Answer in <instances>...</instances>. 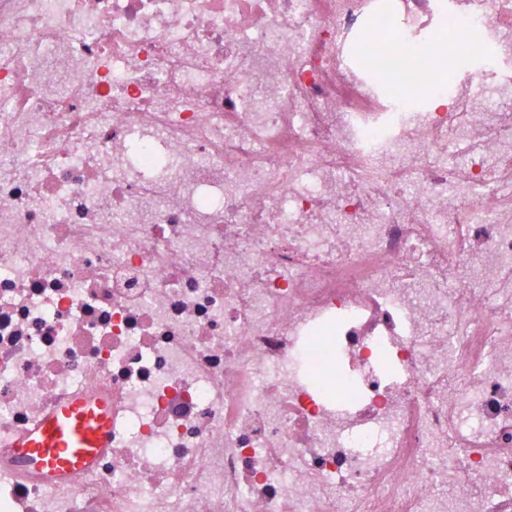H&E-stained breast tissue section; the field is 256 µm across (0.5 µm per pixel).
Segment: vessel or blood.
Instances as JSON below:
<instances>
[{"instance_id": "vessel-or-blood-1", "label": "vessel or blood", "mask_w": 512, "mask_h": 512, "mask_svg": "<svg viewBox=\"0 0 512 512\" xmlns=\"http://www.w3.org/2000/svg\"><path fill=\"white\" fill-rule=\"evenodd\" d=\"M112 439V406L102 397L78 395L52 407L23 432L17 453L26 466L67 474L85 470Z\"/></svg>"}]
</instances>
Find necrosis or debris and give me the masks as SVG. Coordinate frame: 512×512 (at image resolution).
<instances>
[{"label": "necrosis or debris", "mask_w": 512, "mask_h": 512, "mask_svg": "<svg viewBox=\"0 0 512 512\" xmlns=\"http://www.w3.org/2000/svg\"><path fill=\"white\" fill-rule=\"evenodd\" d=\"M0 512H512V0H0ZM112 439V406L102 397L78 395L52 407L17 442L21 462L35 469L73 474L85 470Z\"/></svg>", "instance_id": "1"}]
</instances>
